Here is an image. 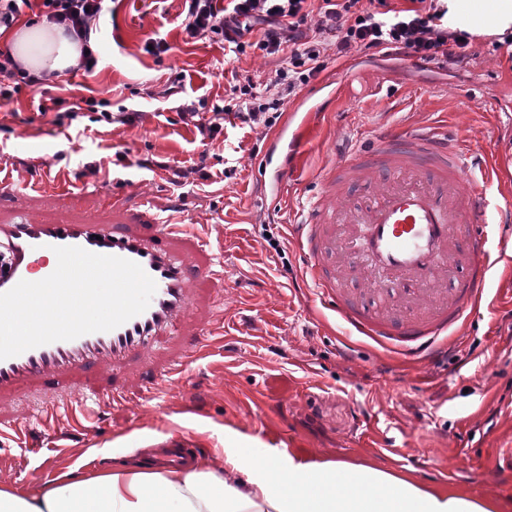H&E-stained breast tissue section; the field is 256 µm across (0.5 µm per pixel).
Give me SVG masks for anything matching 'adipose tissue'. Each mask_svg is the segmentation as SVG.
<instances>
[{
  "mask_svg": "<svg viewBox=\"0 0 512 512\" xmlns=\"http://www.w3.org/2000/svg\"><path fill=\"white\" fill-rule=\"evenodd\" d=\"M448 27L480 37L512 35V0H444ZM28 71L60 72L75 65L80 45L63 26L42 22L10 37ZM495 502L409 476L346 461L303 462L293 455L238 445L224 464L189 472L150 470L133 463L84 478L68 472L60 484L25 498L0 489V512H497Z\"/></svg>",
  "mask_w": 512,
  "mask_h": 512,
  "instance_id": "ef3b65f1",
  "label": "adipose tissue"
}]
</instances>
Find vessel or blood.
I'll use <instances>...</instances> for the list:
<instances>
[{"label": "vessel or blood", "mask_w": 512, "mask_h": 512, "mask_svg": "<svg viewBox=\"0 0 512 512\" xmlns=\"http://www.w3.org/2000/svg\"><path fill=\"white\" fill-rule=\"evenodd\" d=\"M337 89L326 80L316 98L293 109L299 122L287 151H267L278 190L288 188L308 124L336 109ZM495 165L447 127L382 126L367 149L331 159L317 173L320 192L291 238L304 259L315 296L327 303L355 335L365 336L406 360L432 362L446 355L469 313L481 301L491 267L489 212L512 222L482 190ZM185 227L162 222L143 209L124 223L36 224L19 217L0 225V247L9 254L0 268V293L19 281H39L56 268L58 246L132 260L155 281L148 308L119 327L45 344L0 360V393L48 381L82 363H119L147 348L189 306L187 285L199 277L171 248ZM156 469L192 460L170 440Z\"/></svg>", "instance_id": "b4317fda"}]
</instances>
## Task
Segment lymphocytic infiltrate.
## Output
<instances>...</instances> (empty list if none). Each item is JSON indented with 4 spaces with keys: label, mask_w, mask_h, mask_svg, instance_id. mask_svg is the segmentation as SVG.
I'll return each mask as SVG.
<instances>
[{
    "label": "lymphocytic infiltrate",
    "mask_w": 512,
    "mask_h": 512,
    "mask_svg": "<svg viewBox=\"0 0 512 512\" xmlns=\"http://www.w3.org/2000/svg\"><path fill=\"white\" fill-rule=\"evenodd\" d=\"M32 7L87 42L100 25L103 0H0V28L11 27ZM184 7L188 37L219 36L235 54L253 47L277 62L262 95H255L248 80L232 86L236 103L210 118L199 117L190 106L181 109V117L192 118L204 140L221 133L229 114L250 130L270 128L285 101L333 57L405 54L423 64L455 66L475 58L473 36L448 29L439 0H404L400 5L395 0H228L221 10L213 0H184Z\"/></svg>",
    "instance_id": "lymphocytic-infiltrate-1"
}]
</instances>
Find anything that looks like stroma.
Returning <instances> with one entry per match:
<instances>
[{"mask_svg": "<svg viewBox=\"0 0 512 512\" xmlns=\"http://www.w3.org/2000/svg\"><path fill=\"white\" fill-rule=\"evenodd\" d=\"M182 0H106L93 34L92 73L62 71L54 84L21 86L0 105V223L23 213L45 223L114 224L112 197L125 211L149 197L162 220L183 221L184 248L209 277L193 282L185 317L154 347L117 369L74 368L47 386L0 395V428L41 407L100 391L120 380L129 391L161 375L173 379L150 391L143 410L91 404V419L63 417L35 425L22 441L0 440V489L35 496L71 469L108 473L132 456L179 435L200 463L224 464V438L254 448H285L306 461L342 460L411 474L512 512V223L493 255L479 306L460 331L454 353L432 369L400 365L362 336L349 335L334 311L315 299L286 221L317 196L314 176L332 155L366 145L389 123L445 124L502 163L503 181L488 195L512 190V56L489 39L473 43L477 57L460 68L429 64L393 81L389 58L361 54L329 60L326 76L343 64L335 116L307 133L299 184L276 200L260 159L273 133L225 125L201 143L178 108L211 116L234 74L255 83L274 59L257 49L242 57L223 43L189 42ZM169 50L152 55L147 39ZM105 99L133 124L95 122L86 99ZM77 106L72 125L54 124L39 105ZM176 169L190 170L175 180ZM78 193L63 202L58 193ZM223 343L197 355L195 343L216 324Z\"/></svg>", "mask_w": 512, "mask_h": 512, "instance_id": "obj_1", "label": "stroma"}]
</instances>
